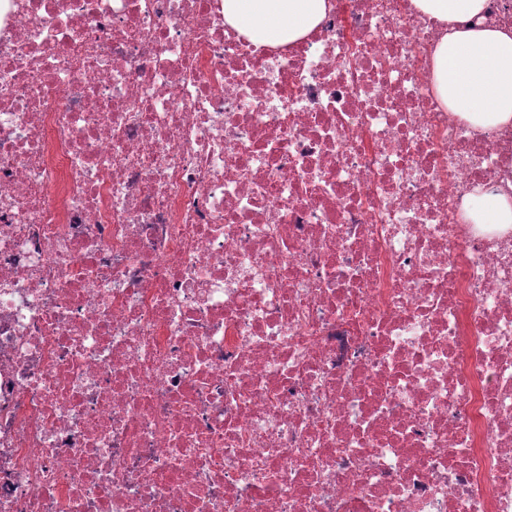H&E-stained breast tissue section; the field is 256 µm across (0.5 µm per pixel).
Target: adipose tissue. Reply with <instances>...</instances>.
Masks as SVG:
<instances>
[{
	"label": "adipose tissue",
	"instance_id": "adipose-tissue-1",
	"mask_svg": "<svg viewBox=\"0 0 512 512\" xmlns=\"http://www.w3.org/2000/svg\"><path fill=\"white\" fill-rule=\"evenodd\" d=\"M417 10L450 24L434 53V83L443 104L474 126H512V31L466 29L486 0H413ZM326 0H224V20L252 41L287 44L304 37L324 17ZM477 224H512V194L475 198Z\"/></svg>",
	"mask_w": 512,
	"mask_h": 512
}]
</instances>
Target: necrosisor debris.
<instances>
[{
  "label": "necrosis or debris",
  "mask_w": 512,
  "mask_h": 512,
  "mask_svg": "<svg viewBox=\"0 0 512 512\" xmlns=\"http://www.w3.org/2000/svg\"><path fill=\"white\" fill-rule=\"evenodd\" d=\"M327 3L0 0V512H512V127ZM327 0H224V20L252 41L292 43L324 17ZM468 212L476 224H512V194L500 191L475 198Z\"/></svg>",
  "instance_id": "1"
}]
</instances>
